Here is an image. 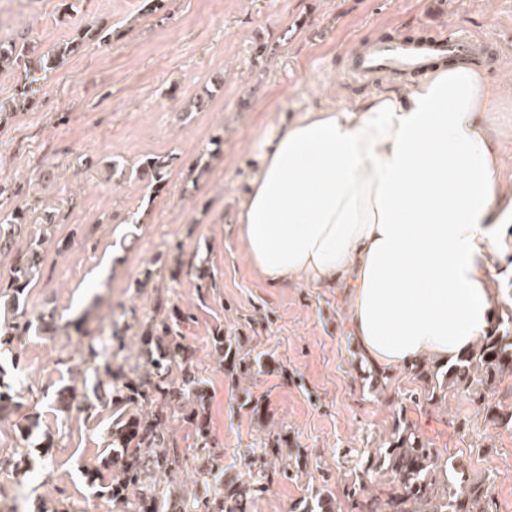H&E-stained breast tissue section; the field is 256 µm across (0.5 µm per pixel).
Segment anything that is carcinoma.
Returning a JSON list of instances; mask_svg holds the SVG:
<instances>
[{"mask_svg":"<svg viewBox=\"0 0 512 512\" xmlns=\"http://www.w3.org/2000/svg\"><path fill=\"white\" fill-rule=\"evenodd\" d=\"M91 28L70 40L60 42L53 51L39 54L25 42H0V70L20 73L16 105L30 102L27 93L33 76L56 69L77 53L84 41L101 35ZM168 161L164 157H148L138 165L139 176L156 186L165 181ZM43 240L32 238L25 253L19 255L8 292L0 299L10 308L14 322L0 324V347L12 337L30 331L33 321L27 318L24 292L40 271ZM237 336L218 331L213 348L218 367L230 375L251 371V361L240 356L233 342ZM139 360L127 369L125 364H112L118 352L104 342L88 346L92 359H102L106 379H97L93 394L77 395L68 388L57 392L58 401L69 408L95 398L104 408L112 410L108 453L98 464L85 470L93 487L107 489V495L121 512H251L262 487L258 480L239 473L224 479L221 450L213 444L207 423V400L204 382L196 376L192 353L183 343L180 321L175 316L152 320L142 331ZM416 376L426 382L425 400L432 401L442 391L452 389L474 395L478 404L486 405L485 414L498 426L512 427V409L490 404L488 396L496 392L503 376L512 375V343L506 336L489 335L470 354L448 367L442 374L426 367L414 366ZM0 371V411L16 405L21 394L4 382ZM174 403L189 405L186 414L195 429V445L199 455L192 466L194 483L202 493L191 497L176 489V481L186 466L183 456L169 439ZM266 442L269 456L281 461L280 474L293 480L301 476V456L283 454L285 440L277 434ZM109 472L103 483L102 470ZM359 476L374 480L386 477L387 490L375 492L361 500V483H352L344 491L350 500L349 512H494L492 489L485 480L466 472L464 465L444 458L437 448L425 443L414 427L399 424L384 446L361 458ZM164 476L163 483H150V476ZM339 506L333 493L322 492L316 500L299 499L288 512H337Z\"/></svg>","mask_w":512,"mask_h":512,"instance_id":"1","label":"carcinoma"}]
</instances>
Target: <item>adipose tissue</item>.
<instances>
[{
	"label": "adipose tissue",
	"instance_id": "ef3b65f1",
	"mask_svg": "<svg viewBox=\"0 0 512 512\" xmlns=\"http://www.w3.org/2000/svg\"><path fill=\"white\" fill-rule=\"evenodd\" d=\"M487 73L442 64L405 92L308 111L279 129L241 204L250 265L272 285L343 283L375 366L466 356L487 336L497 226L512 217Z\"/></svg>",
	"mask_w": 512,
	"mask_h": 512
}]
</instances>
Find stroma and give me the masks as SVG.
Wrapping results in <instances>:
<instances>
[{"mask_svg": "<svg viewBox=\"0 0 512 512\" xmlns=\"http://www.w3.org/2000/svg\"><path fill=\"white\" fill-rule=\"evenodd\" d=\"M0 0V41L41 50L97 24L105 33L48 71L31 107L0 114V185L9 206L29 209L14 249L0 253V287L17 256L43 237L40 275L26 289L40 330L0 350V366L23 404L0 415V512H113L84 475L103 451L108 411L59 412L55 391L90 389L88 345L108 338L135 357L142 323L178 314L196 374L209 397V431L224 473L261 455L269 433L306 465L301 478L268 475L253 512H288L322 487L342 495L364 451L397 424L488 479L499 512L512 505V428L493 425L470 395L423 401L409 367L387 369L370 387L371 365L347 329L342 289L302 280L272 285L248 263L238 205L279 128L306 109L366 96L343 72L352 50L373 38H420L448 26L496 39L501 61L493 123L501 143L504 197H512V0ZM265 45L257 53V45ZM169 161L161 190L139 180L140 161ZM118 160L122 172L108 163ZM210 275L189 273L193 256ZM238 336L262 367L238 379L218 369L215 331ZM268 416L254 417L247 397ZM40 418L50 452L18 429Z\"/></svg>", "mask_w": 512, "mask_h": 512, "instance_id": "stroma-1", "label": "stroma"}]
</instances>
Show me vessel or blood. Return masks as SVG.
<instances>
[{"instance_id":"obj_1","label":"vessel or blood","mask_w":512,"mask_h":512,"mask_svg":"<svg viewBox=\"0 0 512 512\" xmlns=\"http://www.w3.org/2000/svg\"><path fill=\"white\" fill-rule=\"evenodd\" d=\"M499 45L492 38H475L451 29L423 40L376 39L349 58L350 74L363 81L389 76L406 82L425 74L440 61L478 57L494 62Z\"/></svg>"}]
</instances>
